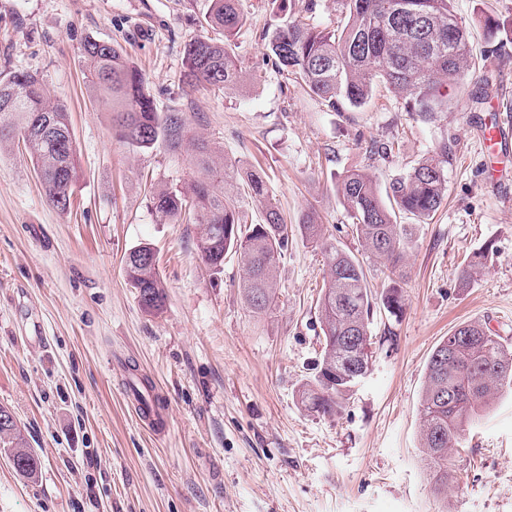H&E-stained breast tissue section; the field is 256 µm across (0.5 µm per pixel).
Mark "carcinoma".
Listing matches in <instances>:
<instances>
[{
	"instance_id": "carcinoma-1",
	"label": "carcinoma",
	"mask_w": 512,
	"mask_h": 512,
	"mask_svg": "<svg viewBox=\"0 0 512 512\" xmlns=\"http://www.w3.org/2000/svg\"><path fill=\"white\" fill-rule=\"evenodd\" d=\"M343 22L333 29L310 23L283 21L268 43L278 71L309 95L336 111L360 108L380 85L408 94L409 112L433 115L450 110L447 82L472 70L475 59L471 32L458 20L453 0H341ZM243 0H212L207 23L224 29V40L201 37L185 46L183 83L188 93L222 92L240 82L241 70L231 49L245 23ZM484 26L499 44L512 41V26L487 16ZM88 86L100 106L111 113L113 138L134 151L163 145L189 153L196 176L176 188L153 195L155 213L163 223H177L189 215L199 226L194 239L199 259L214 268L219 258L237 256L243 277L245 303L256 314L266 312L275 294V271L288 249V224L270 202L267 175L262 169L240 171L224 160L208 141L191 134L182 113L158 111L146 78L117 47L98 40L83 44ZM50 113L66 135L23 140L46 202L64 212L71 206L79 179V163L72 128L63 105L51 100L43 80L28 71L0 73V149L14 143L31 119ZM448 146L439 158L415 166L406 176L380 191L364 170L341 177L337 192L365 250L381 259L389 271L388 286L373 296L360 261L324 240L315 215H303L299 229L322 247L328 276L319 300L323 326L321 359L313 377L303 384L300 403L322 417L340 414L359 380L344 367L354 348L349 339L370 345L374 306L398 316L403 307L401 261L411 244V230L397 223V214H410L425 224L446 197L444 166ZM247 188L261 207L260 224H246L238 184ZM486 254L475 253L459 271L468 283L484 265ZM128 280L137 290L141 307L149 313L164 309L165 284L155 264L125 263ZM461 335L453 348L440 342L431 354L421 399L420 448L429 461L434 493L448 494L453 475L448 457L459 447L464 431L478 425L492 402L512 390V349L478 322L453 332ZM0 447L11 449L23 463L19 473L34 476L40 462L28 448L17 424L0 429Z\"/></svg>"
}]
</instances>
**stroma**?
I'll list each match as a JSON object with an SVG mask.
<instances>
[{"mask_svg": "<svg viewBox=\"0 0 512 512\" xmlns=\"http://www.w3.org/2000/svg\"><path fill=\"white\" fill-rule=\"evenodd\" d=\"M211 0H0V72L39 74L63 104L80 178L74 206L44 198L21 143L0 153V406L10 408L40 461L19 474L0 448V512H512V395L465 435L447 498L437 497L419 447L428 360L461 324L478 321L512 348V199L485 183L476 129L490 102L512 103V53L494 56L485 16L512 22V0H454L472 33L476 71L449 90L452 109L425 117L378 87L359 109L331 110L298 92L266 55L283 17L333 28L339 0H244L235 38L242 84L186 93V44L220 41L204 18ZM122 47L144 73L159 111L177 110L239 168L261 165L289 225L315 209L328 242L362 257L373 294L388 283L365 257L336 192L346 171L378 187L441 146L447 193L416 225L403 269V310L377 312L371 362L345 410L304 411L299 390L321 352L320 248L293 233L276 269V301L247 308L237 257L214 271L197 256L194 224L160 223L156 190L192 176L187 157L133 152L86 85V40ZM487 88L489 102L473 93ZM156 252L162 312L139 303L125 272L134 247ZM487 251L468 287L465 256ZM148 381L166 423L155 433L128 396Z\"/></svg>", "mask_w": 512, "mask_h": 512, "instance_id": "stroma-1", "label": "stroma"}]
</instances>
